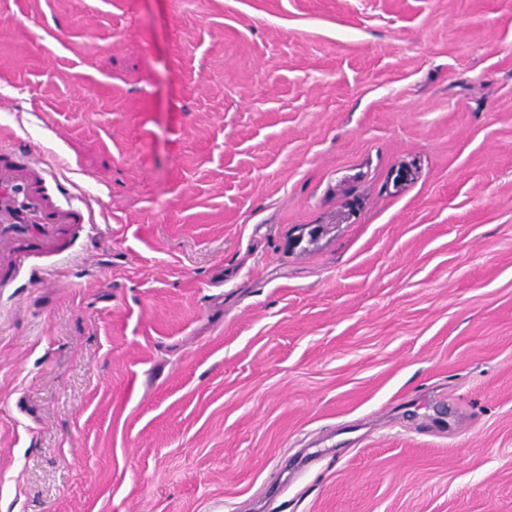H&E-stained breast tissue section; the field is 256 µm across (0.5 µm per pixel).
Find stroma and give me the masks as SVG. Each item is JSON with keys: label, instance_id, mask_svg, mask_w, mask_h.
Returning <instances> with one entry per match:
<instances>
[{"label": "stroma", "instance_id": "stroma-1", "mask_svg": "<svg viewBox=\"0 0 512 512\" xmlns=\"http://www.w3.org/2000/svg\"><path fill=\"white\" fill-rule=\"evenodd\" d=\"M1 132L0 512H512V0H0ZM0 140V282L6 255L35 246H52L68 227L90 223L81 208L64 204L52 165L34 161L25 152Z\"/></svg>", "mask_w": 512, "mask_h": 512}]
</instances>
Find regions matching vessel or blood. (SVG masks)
I'll return each mask as SVG.
<instances>
[{"instance_id": "1", "label": "vessel or blood", "mask_w": 512, "mask_h": 512, "mask_svg": "<svg viewBox=\"0 0 512 512\" xmlns=\"http://www.w3.org/2000/svg\"><path fill=\"white\" fill-rule=\"evenodd\" d=\"M51 164L35 161L0 140V259L30 247L53 245L68 227L89 223L81 208L63 203Z\"/></svg>"}]
</instances>
